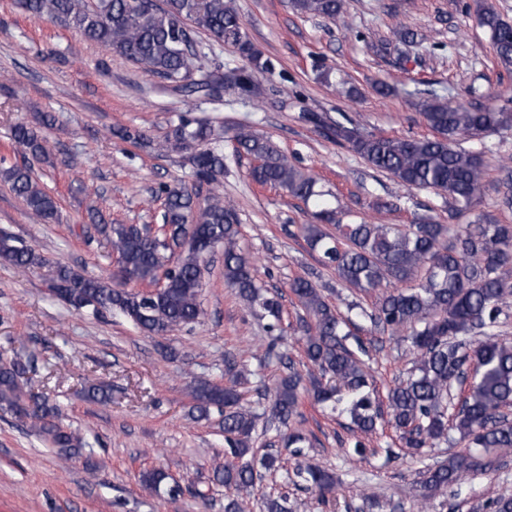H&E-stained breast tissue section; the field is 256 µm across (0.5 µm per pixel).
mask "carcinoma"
<instances>
[{
	"mask_svg": "<svg viewBox=\"0 0 512 512\" xmlns=\"http://www.w3.org/2000/svg\"><path fill=\"white\" fill-rule=\"evenodd\" d=\"M25 13L44 17L75 30L85 40L107 47L167 81L173 89H191L219 101L222 85L204 76L191 80L204 56L198 35L233 47L247 65L225 76L228 86L248 97L261 94L254 73L273 66L247 38L238 13L227 0H16ZM294 11L331 20L347 14V0H290ZM480 25L489 34L497 63L512 70V23L491 5L478 10ZM432 136L396 137L364 132L344 118L326 123L317 113L306 119L324 136L363 159L372 168L392 175L407 189L430 190L448 200L455 211L473 210L484 193V170L479 153L454 146L459 138L481 140L512 128L505 111L478 102L452 106L435 96L417 103ZM23 123L10 130V143L26 148L34 159L48 158L44 130ZM113 134L136 147L162 153L188 154L195 183L164 188L161 232L136 224H95L109 254L116 255L111 287L65 265L56 267L52 287L57 297L77 309L95 313L117 312L150 336H164L176 327L199 322L198 301L204 271L217 251L224 254V284L248 305L272 319L268 330L284 338L282 304L277 293L258 283L254 257L240 245V224L234 205L216 195L200 198L201 186L224 176L221 133L206 118L189 112L171 124L161 141L136 128L118 127ZM235 156L253 160L252 182L281 190L293 197L318 200L314 221L299 226L309 246L318 251L321 264L332 269L349 288L381 291L371 324L396 342L405 343L413 355L406 375L388 386L380 400L376 379L363 359L366 347L360 338L348 343L350 320L342 318L312 279L295 277L288 283L303 315L293 334L303 343L304 357L313 369L310 386L293 363L276 385L273 395L257 389L258 399L269 400L258 413L241 404L237 386L247 368L226 360L228 382L202 381L193 391V409L207 419L215 407L222 416L224 463L215 466L214 481L232 494L224 499V512H246L257 476L283 469V458L271 447L280 445L299 456L310 447L309 438L291 428L307 398L332 414L350 419V430L360 435L353 450L363 456L364 439L389 427L400 448L388 443L387 460L400 452L419 456L458 434L467 452L421 472L420 509L429 512L448 488L479 466L473 450L491 452L512 448V343L496 334L502 304L512 295V224H500L479 214L469 224H369L336 221V209L322 200L316 180L296 166L271 137L252 126L234 132ZM0 178L23 199L30 215L41 224L58 218V203L33 176L31 168H0ZM178 252L175 265L167 267L168 252ZM0 261L33 270L49 263L43 255L14 238L0 236ZM475 377L463 383L470 367ZM31 359L12 348L0 355V408L25 419L35 434L51 447L70 454L81 447L73 432L55 421L56 408L48 398L26 389ZM262 431L272 426L276 442L257 455L258 421ZM294 483L318 495L322 502L335 497L336 478L319 466L297 468ZM160 469L141 471L142 487L151 493L176 496L178 485L167 482ZM262 512H288L287 498L269 495ZM473 512H512V497H500L472 506Z\"/></svg>",
	"mask_w": 512,
	"mask_h": 512,
	"instance_id": "carcinoma-1",
	"label": "carcinoma"
}]
</instances>
